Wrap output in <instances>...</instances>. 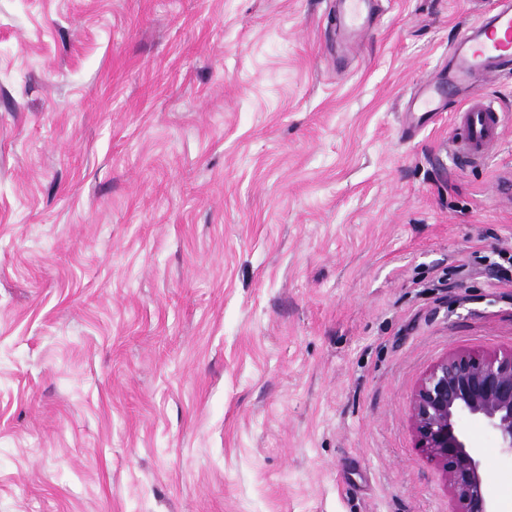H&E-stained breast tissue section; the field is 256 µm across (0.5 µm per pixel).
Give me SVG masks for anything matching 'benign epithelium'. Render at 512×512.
Segmentation results:
<instances>
[{
    "mask_svg": "<svg viewBox=\"0 0 512 512\" xmlns=\"http://www.w3.org/2000/svg\"><path fill=\"white\" fill-rule=\"evenodd\" d=\"M410 422L417 447L442 473L452 512H497L464 424L490 429L512 457V348L439 360L412 394Z\"/></svg>",
    "mask_w": 512,
    "mask_h": 512,
    "instance_id": "1",
    "label": "benign epithelium"
}]
</instances>
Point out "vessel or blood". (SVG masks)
<instances>
[{"mask_svg":"<svg viewBox=\"0 0 512 512\" xmlns=\"http://www.w3.org/2000/svg\"><path fill=\"white\" fill-rule=\"evenodd\" d=\"M374 0H344L336 17L339 27L353 34L365 30ZM505 71L512 72V0H499L494 12L458 37L453 66L448 73L449 88L475 80L490 83ZM503 119L499 109L479 90H472L455 115L454 161L486 156L500 139Z\"/></svg>","mask_w":512,"mask_h":512,"instance_id":"1","label":"vessel or blood"}]
</instances>
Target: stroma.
I'll return each instance as SVG.
<instances>
[{"label": "stroma", "instance_id": "35a3bbf8", "mask_svg": "<svg viewBox=\"0 0 512 512\" xmlns=\"http://www.w3.org/2000/svg\"><path fill=\"white\" fill-rule=\"evenodd\" d=\"M493 5L0 0V512H450L410 401L512 347V74L486 159L403 118ZM374 1L375 0H340L339 2L342 5V9L340 14L336 15V22L339 27L349 30L353 34L361 35L365 30V20L373 8Z\"/></svg>", "mask_w": 512, "mask_h": 512}]
</instances>
